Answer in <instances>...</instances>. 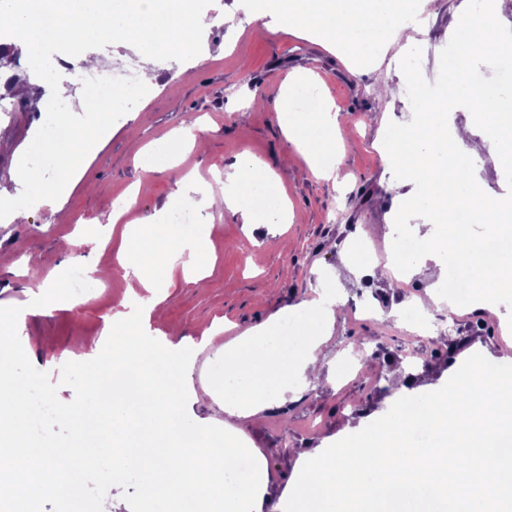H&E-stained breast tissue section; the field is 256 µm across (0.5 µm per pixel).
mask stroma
Returning a JSON list of instances; mask_svg holds the SVG:
<instances>
[{
	"instance_id": "stroma-1",
	"label": "stroma",
	"mask_w": 512,
	"mask_h": 512,
	"mask_svg": "<svg viewBox=\"0 0 512 512\" xmlns=\"http://www.w3.org/2000/svg\"><path fill=\"white\" fill-rule=\"evenodd\" d=\"M432 2L423 34L407 44L385 45L356 73L320 37L284 30L271 0H205L204 12L215 20L199 35L207 58L170 55L158 61L145 78L147 92L123 98L110 112L107 131L85 155L80 178L65 202L54 206L44 204L30 183L8 180L6 173L22 164L42 183L58 180L50 163L58 147L52 126L74 130L90 119L88 71L76 62L57 81L46 79L45 67L66 46L60 39L44 41L39 57L18 54L11 72L33 85L35 94L31 111L23 112L15 109L9 90L0 91V196L26 209L28 218L0 220V307H27L18 336L32 365L58 383L62 401H71L74 391L59 383V358L76 349L99 353L113 314L151 293L125 277L121 263L133 255L124 225L164 224L176 207L172 194L182 176L223 192L227 174L246 157L261 162L271 175L269 187L287 198V220L257 202L261 228L253 233L229 208L194 211L187 225L165 224L176 241L203 235L210 271L199 279L175 269L171 281L153 292L160 302L145 331L192 347L219 321L224 331L213 343L220 346L265 323L282 322L303 302L335 294L332 320L318 317L300 326L301 335L325 339L319 349L324 382L298 388L285 404L252 417L239 434L266 465L271 503L287 494L302 455L358 432L389 410L396 399L394 375L409 373L412 392L419 395L441 388L474 353L512 364V336L498 333L499 325L512 324L511 285L489 284L484 301L452 315L433 309L429 324L442 321L448 330L434 342L416 336L402 320L404 307L428 301L434 290L425 269L437 257L441 228L433 212L416 206L398 211L396 195L417 197L422 185L385 165L379 149L418 123L408 94L414 85L441 80L440 64L457 38L463 0ZM227 11L235 13L237 29L221 25ZM409 55L422 61L413 73L401 65ZM299 76L318 88L333 111L354 116L341 127V179L311 174L270 102L280 91L293 90ZM59 82L73 95L66 112L51 122L44 109ZM376 113L384 114V124L373 122ZM191 120L202 127L204 146L187 151L173 168L144 173L142 157L170 147L171 132ZM466 174L489 196L512 204V173L470 155ZM130 191L135 197L121 225H114L116 201ZM403 234L417 236L425 248L398 278L370 275L350 247L363 237L386 252ZM77 264L89 273L88 292L47 310L30 309L33 295ZM188 391L192 420L235 424L209 363L195 364Z\"/></svg>"
}]
</instances>
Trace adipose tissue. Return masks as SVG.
Returning <instances> with one entry per match:
<instances>
[{
    "label": "adipose tissue",
    "instance_id": "ef3b65f1",
    "mask_svg": "<svg viewBox=\"0 0 512 512\" xmlns=\"http://www.w3.org/2000/svg\"><path fill=\"white\" fill-rule=\"evenodd\" d=\"M49 2L54 14L62 20L57 33L76 56L85 57L87 42L107 44L126 33L140 47L143 69L152 71L154 49L140 38L144 26L160 35L175 54L191 57L198 54L194 35L205 19L195 11L180 8L162 15L156 10L155 0H139L135 14L100 20L96 17L99 0ZM277 6L285 24L303 33L322 36L328 47L349 51L358 64L365 59V44L412 40L422 24L411 0H388L384 5L378 0H277ZM505 8V0H480L478 5L464 9L453 53L460 67L493 62L498 49L495 23ZM274 103L279 110L287 112L286 133L301 146L312 174L319 178L338 177L342 155L336 149V132L347 122V115L327 108L314 115L293 114L287 97L282 94ZM461 107L469 109L473 125L489 129L478 144L466 145L467 129L448 126L449 114ZM111 110V105L102 106L93 116L88 131L74 135L68 145L57 151L56 167L64 177L78 174L84 152L100 136ZM463 145L468 146L470 153L487 154L498 169L512 171V118L502 116L482 99L474 86L459 79L447 96L425 105L417 126L387 142L381 159L385 164L401 167L407 179L431 186L434 212L445 225L438 249L469 268L471 286L480 294L488 283L512 280V265L487 266L480 246L470 243L466 225L452 221L461 209L470 210L485 222L497 221L504 211L503 205L488 196L480 183H466L460 178L452 157ZM176 200L188 208L203 203L210 208L223 205L247 216L253 213L251 200L245 194L218 195L203 190L186 177L178 183ZM127 234L134 241L136 257L135 263L128 265L127 274L141 287H155L156 276L171 271L175 265L193 268L204 263L195 239L172 242L162 225L131 226ZM274 332V325L269 324L224 346V374L238 383L237 388L226 390L225 395L237 419L247 420L270 408L274 398H287L288 390L281 384L287 371H294L308 385L321 379L317 351L324 342L323 337L305 340L288 357L277 346Z\"/></svg>",
    "mask_w": 512,
    "mask_h": 512
}]
</instances>
